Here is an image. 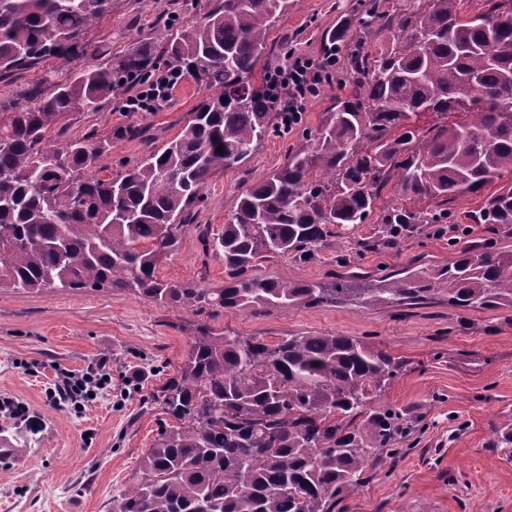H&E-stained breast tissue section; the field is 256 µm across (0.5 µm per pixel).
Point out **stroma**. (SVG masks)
Here are the masks:
<instances>
[{
  "label": "stroma",
  "instance_id": "1",
  "mask_svg": "<svg viewBox=\"0 0 512 512\" xmlns=\"http://www.w3.org/2000/svg\"><path fill=\"white\" fill-rule=\"evenodd\" d=\"M206 3L112 0L111 11L87 37L115 56L144 43L159 53L167 42L164 19L175 12L182 25H193ZM352 6L353 0H290L270 38L288 42L295 53L322 57L324 32ZM343 94L336 83H324L306 100L298 126L267 137L241 167L210 178L204 202L193 209L158 278L222 287L224 261L205 250L201 230H222L241 188L279 168L300 130L317 128ZM206 97L190 76L161 109L124 112L112 100L95 112L65 114L48 137L111 140V150L98 161L105 178L175 139ZM130 125L141 129L140 137L115 139L118 129ZM372 233V225H360L339 237V249L320 250L315 262L276 256L260 261L254 274L364 285L386 272L443 266L455 258L447 234L432 232L361 251L359 241ZM340 253L346 263L337 262ZM201 324L269 343L288 335L355 336L404 360L403 373L380 401L405 410L414 426L397 454L368 471L334 512H512V458L493 446L497 429L512 420V308H454L443 296L391 307L302 305L212 314L161 306L129 291L7 287L0 288V400H12L41 423L42 432L37 448L0 460V512H112L114 498L135 481L159 431L173 423L148 398L177 373ZM102 365L111 384L75 407L62 393L65 374L94 373Z\"/></svg>",
  "mask_w": 512,
  "mask_h": 512
}]
</instances>
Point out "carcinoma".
Returning <instances> with one entry per match:
<instances>
[{
    "instance_id": "1",
    "label": "carcinoma",
    "mask_w": 512,
    "mask_h": 512,
    "mask_svg": "<svg viewBox=\"0 0 512 512\" xmlns=\"http://www.w3.org/2000/svg\"><path fill=\"white\" fill-rule=\"evenodd\" d=\"M460 2L356 0L325 40L348 93L302 131L281 168L242 190L224 230L201 233L227 276L224 287L204 288L156 271L208 179L288 130L252 78L264 56L288 50L269 31L290 0H217L188 28L169 19L165 66L217 94L167 146L107 179L92 169L111 142L47 133L64 114L96 111L142 84L157 58L140 47L112 57L86 41L112 0H0V77L49 58L85 59L50 90L0 102V286L128 290L185 309L390 307L440 295L454 308L512 307V251L465 242L469 224L512 238V182L498 186L512 174V0H473V15ZM421 112L436 119L416 127L409 115ZM391 182L395 199L360 249L446 223L453 262L365 288L250 275L276 255L313 262L335 246L333 228L367 223ZM480 192L481 204L458 216L457 198ZM403 366L353 336L271 344L198 326L177 376L150 396L178 424L158 433L117 512H333L410 431L405 413L377 401ZM40 432L24 420L4 455L28 452Z\"/></svg>"
}]
</instances>
